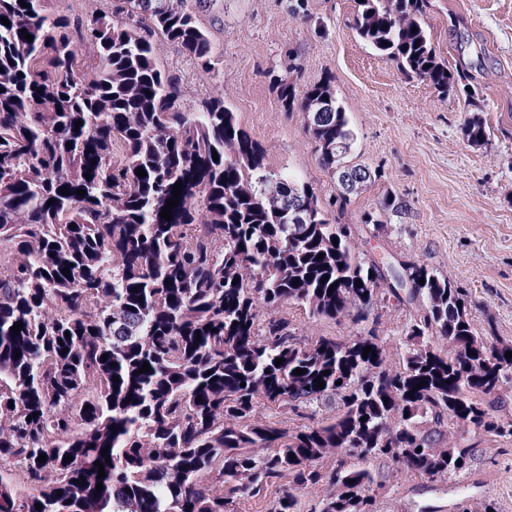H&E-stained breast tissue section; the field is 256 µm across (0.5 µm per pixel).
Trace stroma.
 I'll return each instance as SVG.
<instances>
[{
    "label": "stroma",
    "instance_id": "obj_1",
    "mask_svg": "<svg viewBox=\"0 0 512 512\" xmlns=\"http://www.w3.org/2000/svg\"><path fill=\"white\" fill-rule=\"evenodd\" d=\"M187 5L210 35L218 75L201 78L176 45L160 42L158 61L180 76L184 105L223 95L239 126L265 147L268 169L311 184L331 219L348 225L362 260L388 256L452 275L476 306L478 329L494 325L496 336L512 341V0H429L422 23L454 77L445 96L357 36V0ZM282 78L299 94L331 79L354 137L345 161L376 174L362 193L340 200L300 113L283 107ZM473 113L490 129L482 147L462 132ZM388 195L402 201V212L378 226L363 223V213ZM417 313L392 299L372 307L390 359ZM280 315L304 339L372 328L313 319L293 304ZM464 441L473 450L468 470L435 482L374 460L380 512H482L488 503L512 512V436L471 431Z\"/></svg>",
    "mask_w": 512,
    "mask_h": 512
}]
</instances>
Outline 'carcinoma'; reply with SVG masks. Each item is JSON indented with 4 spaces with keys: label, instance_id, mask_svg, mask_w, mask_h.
<instances>
[{
    "label": "carcinoma",
    "instance_id": "obj_1",
    "mask_svg": "<svg viewBox=\"0 0 512 512\" xmlns=\"http://www.w3.org/2000/svg\"><path fill=\"white\" fill-rule=\"evenodd\" d=\"M25 2L0 0V512H236L238 498L285 480L266 512H303L297 492L320 484L309 512H375L368 460L432 481L468 469L461 432L512 435L484 402L512 380V341L478 334L463 290L416 262L404 268L412 287L396 288L384 263L358 259L309 184L266 170L224 96L183 108L153 37L214 77V45L187 0H111L87 17ZM425 2L363 0L356 30L445 93ZM280 98L336 175L353 134L332 81L300 98L282 83ZM463 133L489 142L477 113ZM401 209L385 197L362 223ZM385 294L421 310L395 368L372 330L303 340L278 316L293 304L358 325ZM145 363L152 372L136 373ZM312 402L341 412L294 433L262 415ZM444 423L446 434L430 428Z\"/></svg>",
    "mask_w": 512,
    "mask_h": 512
}]
</instances>
